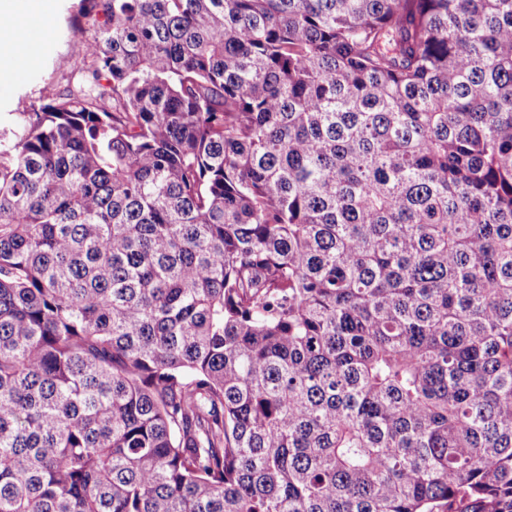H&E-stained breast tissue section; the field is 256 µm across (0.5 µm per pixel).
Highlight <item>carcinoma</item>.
Wrapping results in <instances>:
<instances>
[{
	"label": "carcinoma",
	"mask_w": 512,
	"mask_h": 512,
	"mask_svg": "<svg viewBox=\"0 0 512 512\" xmlns=\"http://www.w3.org/2000/svg\"><path fill=\"white\" fill-rule=\"evenodd\" d=\"M0 118V512H512V0H82Z\"/></svg>",
	"instance_id": "cac0c4a2"
}]
</instances>
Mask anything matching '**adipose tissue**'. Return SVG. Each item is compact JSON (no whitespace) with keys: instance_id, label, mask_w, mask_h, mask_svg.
Segmentation results:
<instances>
[{"instance_id":"obj_1","label":"adipose tissue","mask_w":512,"mask_h":512,"mask_svg":"<svg viewBox=\"0 0 512 512\" xmlns=\"http://www.w3.org/2000/svg\"><path fill=\"white\" fill-rule=\"evenodd\" d=\"M54 0H0V15L21 18V25L0 28V72L22 80L38 52L32 23L40 22L53 10Z\"/></svg>"}]
</instances>
